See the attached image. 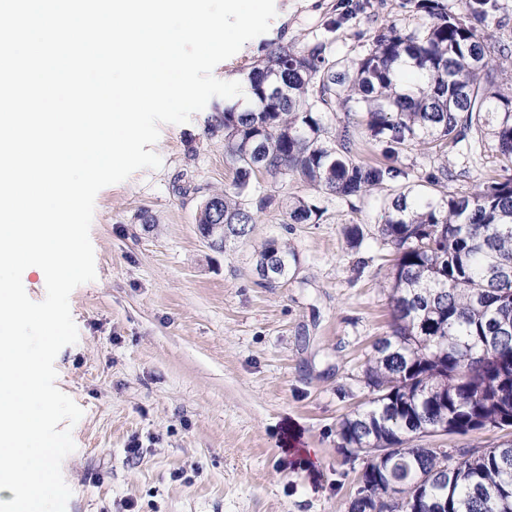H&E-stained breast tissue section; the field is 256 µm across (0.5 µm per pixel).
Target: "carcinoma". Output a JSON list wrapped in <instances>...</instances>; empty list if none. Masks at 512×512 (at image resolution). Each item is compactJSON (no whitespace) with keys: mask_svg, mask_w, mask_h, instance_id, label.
I'll use <instances>...</instances> for the list:
<instances>
[{"mask_svg":"<svg viewBox=\"0 0 512 512\" xmlns=\"http://www.w3.org/2000/svg\"><path fill=\"white\" fill-rule=\"evenodd\" d=\"M418 7L430 22L403 33L381 31L354 65L330 62L323 45L273 44L265 64L248 74L253 106L224 104V158L230 187L209 195L224 203V225L249 240L257 213L282 210L289 224H315L321 208L297 197L283 204L263 182L293 178L342 199L360 198L409 173L394 165L414 143L443 154L461 145L492 148L512 170V92L494 76L495 53L472 24L494 10L491 0H460V13L434 0ZM408 61L411 75L395 72ZM346 119L327 140L324 113ZM385 162L353 156L355 117ZM380 233L396 255L388 273L392 322L365 370L373 397L340 427L341 448L388 454L366 457L358 482L374 495L433 476L418 505L389 512L512 510V439L487 448H413L411 439L448 428L468 434L481 420L512 428V175L469 194H437L406 185L382 201ZM288 245L269 239L256 262L270 260L288 277Z\"/></svg>","mask_w":512,"mask_h":512,"instance_id":"1","label":"carcinoma"}]
</instances>
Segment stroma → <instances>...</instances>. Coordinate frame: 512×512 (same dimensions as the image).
<instances>
[{
    "label": "stroma",
    "mask_w": 512,
    "mask_h": 512,
    "mask_svg": "<svg viewBox=\"0 0 512 512\" xmlns=\"http://www.w3.org/2000/svg\"><path fill=\"white\" fill-rule=\"evenodd\" d=\"M416 2L275 0L269 30L213 74L244 81L280 39L323 44L329 60L353 64L379 30L427 22ZM223 108L215 97L188 122L161 125V166L96 196V278L72 291L79 338L54 362L57 388L83 411L62 463L65 512H345L356 492L364 461L345 457L338 430L371 400L364 370L389 332L393 254L379 221L394 187L346 200L295 179L271 183L281 198L315 200L319 221L289 224L270 210L249 241L210 248L196 217L233 179L216 122ZM398 164L414 184L449 166L451 194L503 167L487 147L444 157L422 145ZM351 224L363 233L356 246ZM272 237L296 261L267 288L256 253ZM134 441L142 456L132 462Z\"/></svg>",
    "instance_id": "1"
}]
</instances>
